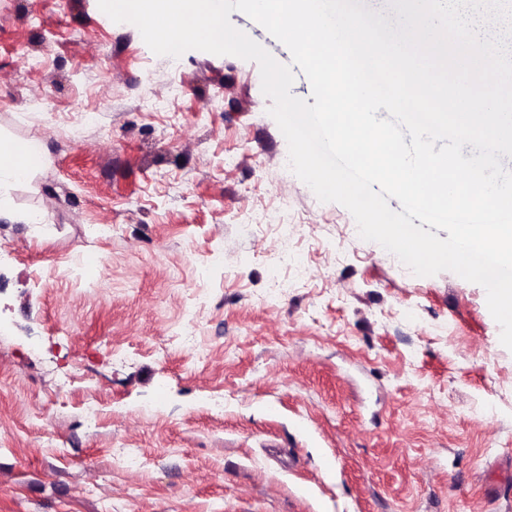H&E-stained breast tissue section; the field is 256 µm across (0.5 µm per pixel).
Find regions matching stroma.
<instances>
[{"instance_id":"stroma-1","label":"stroma","mask_w":512,"mask_h":512,"mask_svg":"<svg viewBox=\"0 0 512 512\" xmlns=\"http://www.w3.org/2000/svg\"><path fill=\"white\" fill-rule=\"evenodd\" d=\"M271 104L98 0H0V141L42 155L0 180V512H512L484 288L361 239Z\"/></svg>"}]
</instances>
